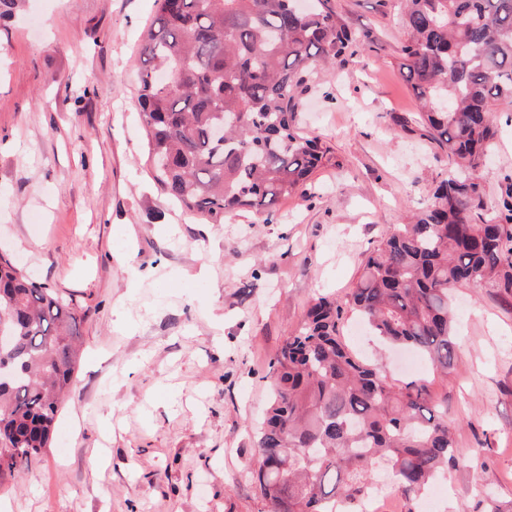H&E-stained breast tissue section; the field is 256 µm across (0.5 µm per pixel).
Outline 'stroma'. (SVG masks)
<instances>
[{"instance_id": "35a3bbf8", "label": "stroma", "mask_w": 512, "mask_h": 512, "mask_svg": "<svg viewBox=\"0 0 512 512\" xmlns=\"http://www.w3.org/2000/svg\"><path fill=\"white\" fill-rule=\"evenodd\" d=\"M331 4L365 45L319 68L297 112L332 163L268 223H202L154 180L136 101L154 0H16L0 18V252L84 312L77 385L50 448L0 482V512H257L252 429L270 360L310 301L343 297L448 171L411 121L400 0ZM511 113L499 105L480 171L488 213L512 171ZM453 311L445 377L405 365L355 320L342 329L394 378H429L448 400L461 464L414 512H476L480 485L512 503V301L461 288Z\"/></svg>"}]
</instances>
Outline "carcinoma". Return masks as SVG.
<instances>
[{"label": "carcinoma", "mask_w": 512, "mask_h": 512, "mask_svg": "<svg viewBox=\"0 0 512 512\" xmlns=\"http://www.w3.org/2000/svg\"><path fill=\"white\" fill-rule=\"evenodd\" d=\"M137 102L154 179L207 224L269 214L305 194L329 149L296 126V99L318 66L352 56L356 32L330 0H155ZM401 75L419 124L448 158L431 201L385 233L342 299L320 296L270 361L272 398L256 433L258 512H353L381 464L412 504L456 467L448 404L419 378L395 382L340 335L356 314L374 335L448 372L456 357L449 298L493 288L512 298V172L481 213L477 176L512 101V0H405ZM83 314L0 254V481L50 447L76 384Z\"/></svg>", "instance_id": "cac0c4a2"}]
</instances>
